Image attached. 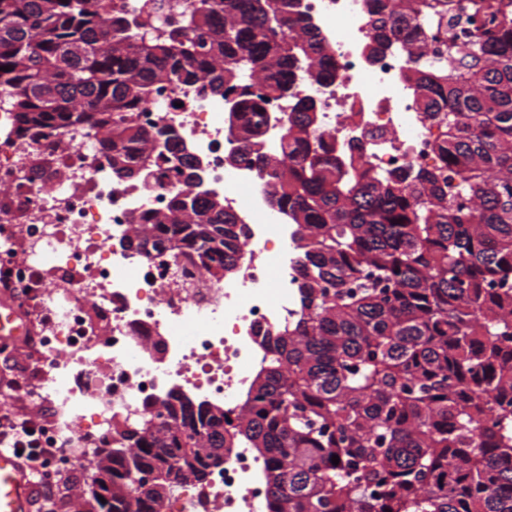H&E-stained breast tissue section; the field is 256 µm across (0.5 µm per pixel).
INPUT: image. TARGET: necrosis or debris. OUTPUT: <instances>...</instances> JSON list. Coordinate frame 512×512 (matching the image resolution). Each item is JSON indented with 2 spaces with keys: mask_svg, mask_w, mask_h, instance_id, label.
I'll return each mask as SVG.
<instances>
[{
  "mask_svg": "<svg viewBox=\"0 0 512 512\" xmlns=\"http://www.w3.org/2000/svg\"><path fill=\"white\" fill-rule=\"evenodd\" d=\"M113 14L160 30L182 23L191 0H106ZM365 0H301L332 47L324 85L298 71L292 93L264 102L272 115L312 98L324 145L370 168H432L441 128L404 81L402 44L369 58ZM222 96L206 83L160 87L138 112L147 130L166 128L203 163L199 192L218 193L242 220L240 276L207 279L190 251L145 257L120 240L139 213L165 212L181 186L173 168L153 178L117 179L101 133L71 125L18 131L0 109V268L29 288L36 315L49 323L39 361L24 388L62 415L60 443L87 447L109 434L113 416L138 420L169 392L238 414L239 395L260 365L258 329L291 320L298 309L295 233L271 209L250 157L225 136ZM264 463L235 448L206 482L187 481L163 512H267Z\"/></svg>",
  "mask_w": 512,
  "mask_h": 512,
  "instance_id": "necrosis-or-debris-1",
  "label": "necrosis or debris"
}]
</instances>
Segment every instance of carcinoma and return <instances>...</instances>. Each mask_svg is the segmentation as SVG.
<instances>
[{
    "label": "carcinoma",
    "instance_id": "carcinoma-1",
    "mask_svg": "<svg viewBox=\"0 0 512 512\" xmlns=\"http://www.w3.org/2000/svg\"><path fill=\"white\" fill-rule=\"evenodd\" d=\"M101 2L0 0V103L24 130L106 129L117 178L174 165L183 185L167 211L133 217L121 245L148 257L185 247L211 279L233 277L241 220L192 194L186 155L130 114L163 84L206 78L234 94L229 125L248 153L264 115L244 73H268V92L284 94L298 68L323 83L330 51L295 0H198L182 28L149 37ZM366 9L368 55L405 43L419 105L448 125L436 167L342 164L311 145L317 109L297 100L279 154H255L267 202L296 225L295 319L258 333L238 423L167 395L88 449L96 476L76 512H94L100 477L112 482L107 512H162L156 486L188 455L205 481L224 462L216 448L263 460L269 512H512V0H457L471 29L446 64L424 49L448 25V0ZM120 450L154 488L131 496Z\"/></svg>",
    "mask_w": 512,
    "mask_h": 512
}]
</instances>
